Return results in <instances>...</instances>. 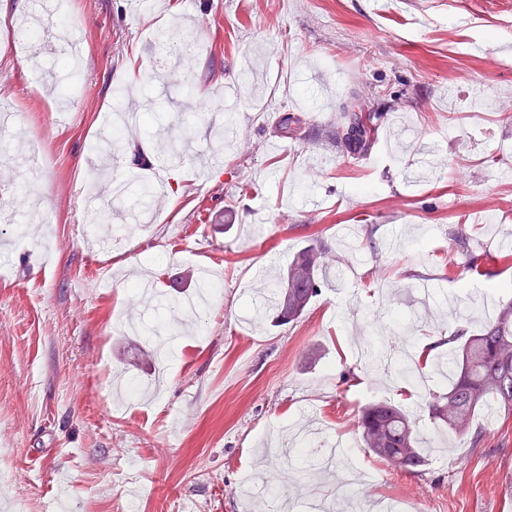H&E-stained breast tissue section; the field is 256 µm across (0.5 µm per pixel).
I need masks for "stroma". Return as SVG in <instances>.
<instances>
[{
  "label": "stroma",
  "instance_id": "stroma-1",
  "mask_svg": "<svg viewBox=\"0 0 512 512\" xmlns=\"http://www.w3.org/2000/svg\"><path fill=\"white\" fill-rule=\"evenodd\" d=\"M58 22L81 65L50 79L54 51L7 48L0 97L16 105L0 165L25 183L40 142L44 220L0 195V512H273L297 480L296 452L262 455L277 433L315 421L375 470L396 512H512V417L477 415L476 436L434 452L423 475L363 448L360 408L388 400L436 430L423 395L379 377L375 336L474 334L512 296V7L504 0H63ZM176 28L196 52L155 62ZM69 96H61L62 85ZM132 91L151 125L114 140L113 180L153 183L166 151L190 144L157 190L149 224L84 203L113 94ZM379 114L366 161L322 140L344 113ZM292 116L282 125V116ZM131 225L118 249L98 246ZM333 258L298 321L279 326L257 293L293 254ZM490 260L466 270L468 254ZM209 267L221 289L175 309ZM178 338L168 360L146 334ZM139 379L134 401L115 381Z\"/></svg>",
  "mask_w": 512,
  "mask_h": 512
}]
</instances>
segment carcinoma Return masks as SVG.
<instances>
[{
	"label": "carcinoma",
	"mask_w": 512,
	"mask_h": 512,
	"mask_svg": "<svg viewBox=\"0 0 512 512\" xmlns=\"http://www.w3.org/2000/svg\"><path fill=\"white\" fill-rule=\"evenodd\" d=\"M377 114L364 110L346 112L336 127V138L351 150H366L376 140ZM323 249L308 245L297 251L271 297L270 310L281 325L302 317L320 289L325 266ZM448 353L439 365L447 370L448 391L432 393L429 413L456 439L468 437L480 409L512 412V298L501 303L496 321L476 334L448 337ZM358 429L363 447L396 471L415 474L428 465L426 443L403 406L376 401L359 413Z\"/></svg>",
	"instance_id": "obj_1"
}]
</instances>
